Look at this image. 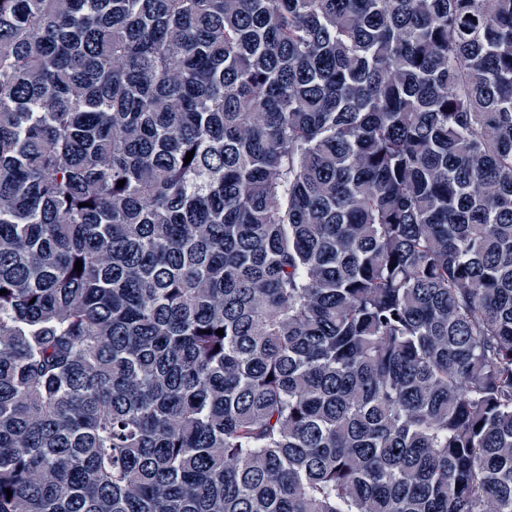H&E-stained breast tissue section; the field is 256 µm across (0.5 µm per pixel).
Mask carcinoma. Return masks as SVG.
Listing matches in <instances>:
<instances>
[{"label":"carcinoma","instance_id":"obj_1","mask_svg":"<svg viewBox=\"0 0 512 512\" xmlns=\"http://www.w3.org/2000/svg\"><path fill=\"white\" fill-rule=\"evenodd\" d=\"M0 289V512H512V0H0Z\"/></svg>","mask_w":512,"mask_h":512}]
</instances>
